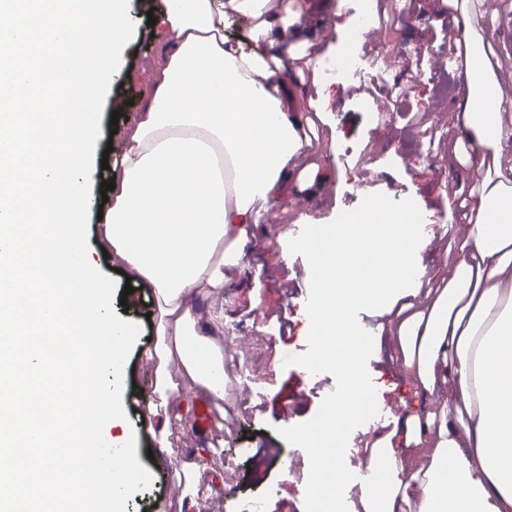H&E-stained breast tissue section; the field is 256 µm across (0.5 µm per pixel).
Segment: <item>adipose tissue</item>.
<instances>
[{"mask_svg": "<svg viewBox=\"0 0 512 512\" xmlns=\"http://www.w3.org/2000/svg\"><path fill=\"white\" fill-rule=\"evenodd\" d=\"M250 19L255 41H269L276 18L298 20L294 0H163L159 61L148 103L127 127L121 178L99 229L100 245L135 283L152 288L164 343L147 353L161 398L180 393L224 398V348L200 330L190 303L224 291L238 264L242 224H257L312 145L283 109L286 86L276 56L224 39V15ZM460 123L499 177L485 186L459 225L467 251L428 311L399 316L401 346L412 348L430 392L446 394L449 415L464 416L430 453L425 481L406 472L404 451L380 449L368 465L371 512H512V125L503 112L466 106ZM415 209L370 225L348 217L302 240L317 299L307 312L313 361L353 378L358 352L345 348L347 311L385 294L417 243ZM376 253L365 267L358 253ZM352 386L303 435L319 465L331 462L336 423L355 413Z\"/></svg>", "mask_w": 512, "mask_h": 512, "instance_id": "adipose-tissue-1", "label": "adipose tissue"}]
</instances>
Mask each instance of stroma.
I'll return each instance as SVG.
<instances>
[{
  "label": "stroma",
  "mask_w": 512,
  "mask_h": 512,
  "mask_svg": "<svg viewBox=\"0 0 512 512\" xmlns=\"http://www.w3.org/2000/svg\"><path fill=\"white\" fill-rule=\"evenodd\" d=\"M307 20L305 29L275 41L287 86L284 110L291 117H314L310 131L317 139L308 152L292 159L285 179L264 221L251 225L237 267L226 269L223 301L201 296L194 303L209 332L223 337L228 371L224 406L236 425L202 433L194 422L191 401L178 413L184 427H172L167 438L144 431L142 400L154 393L153 368L142 357L158 333L160 313L151 289L136 286L129 306L114 292L113 310L122 320L138 323L141 334L126 361L122 404L127 426L136 435V453L152 475L150 485L126 503V512H310L308 491L328 474L313 462L300 438L333 403L347 392L336 367H311V337L303 331L301 310L311 298L306 280L309 253L298 245L309 225H336L362 213L369 199L382 198L400 212L414 205L427 216L423 232L429 242L413 254L410 265L425 272L434 287H443L449 271L461 259L459 243L448 229L462 223L483 182L493 173L491 161L476 162L458 114L470 93L464 76L466 61L450 33L468 17L490 78L512 83V36L487 37L497 16L485 12L482 0H406L401 23L383 24L377 39L355 40V18L369 12L371 0H347L342 16L332 0H297ZM161 0H131L136 28L125 60L129 79L111 84L101 113L100 137L93 156L91 196L101 202L109 170L100 163L108 145H120L112 133L135 121L144 92L153 82L157 53L156 30L148 12ZM373 61L381 75L362 84L358 79L325 80L315 85L311 73L297 74L292 56L305 54L313 65L339 62L349 47ZM454 72L456 92L439 95L436 84ZM409 84L397 98L395 83ZM329 95L328 108L315 116L309 105L320 91ZM385 102L393 114L391 126L375 130L372 110ZM120 119H113V112ZM379 307L361 302L349 310L356 336L367 338L359 353L357 373L366 397L394 411L374 417L343 419L333 461L341 472L337 512H366L363 470L375 442L412 432L420 447L436 444L449 420L439 397L429 395L415 370L403 364L394 330L373 335ZM303 397L289 415L280 402L293 386ZM274 447L277 459L263 451Z\"/></svg>",
  "instance_id": "1"
}]
</instances>
